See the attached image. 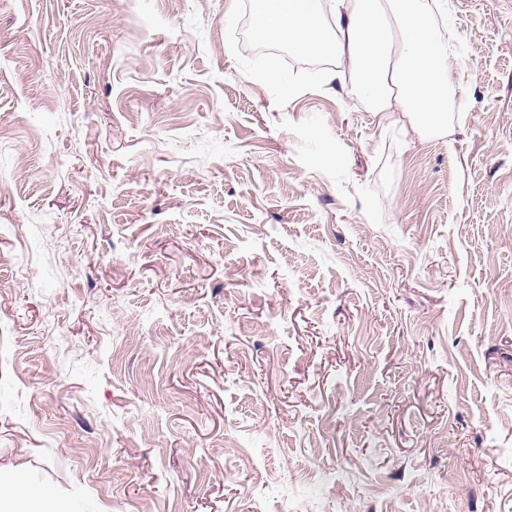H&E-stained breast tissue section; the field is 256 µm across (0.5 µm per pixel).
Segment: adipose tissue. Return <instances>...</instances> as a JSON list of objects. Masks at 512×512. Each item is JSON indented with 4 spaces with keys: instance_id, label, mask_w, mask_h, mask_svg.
Wrapping results in <instances>:
<instances>
[{
    "instance_id": "adipose-tissue-1",
    "label": "adipose tissue",
    "mask_w": 512,
    "mask_h": 512,
    "mask_svg": "<svg viewBox=\"0 0 512 512\" xmlns=\"http://www.w3.org/2000/svg\"><path fill=\"white\" fill-rule=\"evenodd\" d=\"M444 0H335L331 27L321 23L320 0H252L255 31L305 58H328L329 85L352 83L373 112H398L414 132L442 134L456 53L439 34ZM55 491L15 481L0 497V512L37 505L58 512Z\"/></svg>"
}]
</instances>
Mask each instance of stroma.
I'll return each mask as SVG.
<instances>
[{
    "label": "stroma",
    "mask_w": 512,
    "mask_h": 512,
    "mask_svg": "<svg viewBox=\"0 0 512 512\" xmlns=\"http://www.w3.org/2000/svg\"><path fill=\"white\" fill-rule=\"evenodd\" d=\"M449 2L431 137L254 55L250 0H0V466L87 512H512V0Z\"/></svg>",
    "instance_id": "stroma-1"
}]
</instances>
